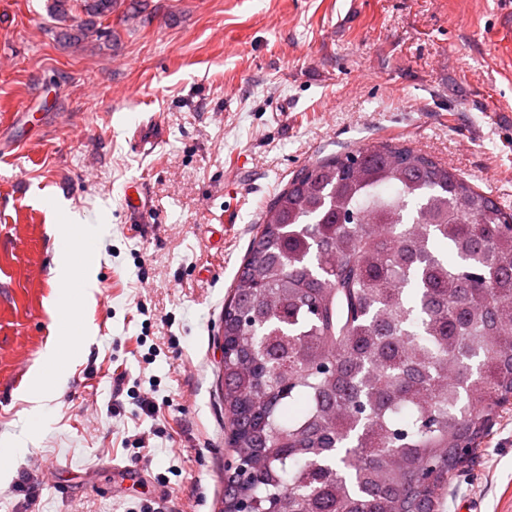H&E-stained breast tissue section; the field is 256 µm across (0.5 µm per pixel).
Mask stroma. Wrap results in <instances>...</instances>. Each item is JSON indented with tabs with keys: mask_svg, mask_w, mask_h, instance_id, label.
I'll use <instances>...</instances> for the list:
<instances>
[{
	"mask_svg": "<svg viewBox=\"0 0 512 512\" xmlns=\"http://www.w3.org/2000/svg\"><path fill=\"white\" fill-rule=\"evenodd\" d=\"M46 7L0 0V442L29 436L0 512H219L224 299L267 205L316 160L400 139L512 211V0H145L82 48ZM77 219L95 265L65 284L55 236ZM444 512H512V409Z\"/></svg>",
	"mask_w": 512,
	"mask_h": 512,
	"instance_id": "obj_1",
	"label": "stroma"
}]
</instances>
